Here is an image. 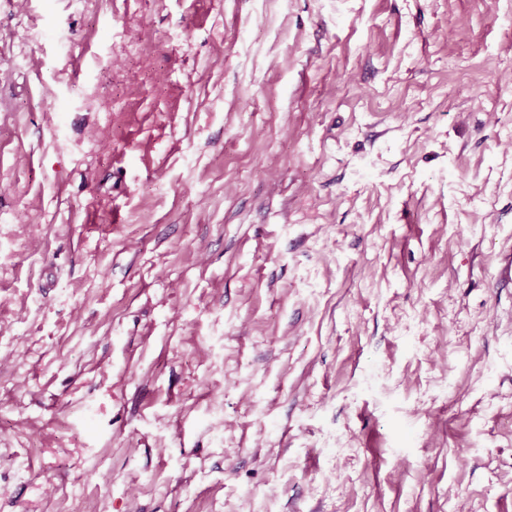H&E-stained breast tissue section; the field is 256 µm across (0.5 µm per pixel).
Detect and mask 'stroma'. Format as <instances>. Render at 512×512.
I'll use <instances>...</instances> for the list:
<instances>
[{
	"instance_id": "stroma-1",
	"label": "stroma",
	"mask_w": 512,
	"mask_h": 512,
	"mask_svg": "<svg viewBox=\"0 0 512 512\" xmlns=\"http://www.w3.org/2000/svg\"><path fill=\"white\" fill-rule=\"evenodd\" d=\"M512 0H0V512H512Z\"/></svg>"
}]
</instances>
